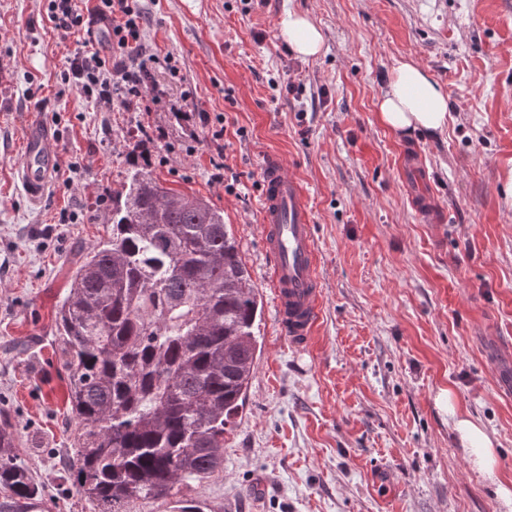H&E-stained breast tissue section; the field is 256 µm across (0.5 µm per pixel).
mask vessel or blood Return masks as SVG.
<instances>
[{
	"instance_id": "obj_1",
	"label": "vessel or blood",
	"mask_w": 512,
	"mask_h": 512,
	"mask_svg": "<svg viewBox=\"0 0 512 512\" xmlns=\"http://www.w3.org/2000/svg\"><path fill=\"white\" fill-rule=\"evenodd\" d=\"M56 136L41 121L29 123L18 175L31 204L46 197L56 172ZM261 224L270 258L277 324L296 346L309 345L321 296L312 220L297 178L283 162L269 158L262 169Z\"/></svg>"
}]
</instances>
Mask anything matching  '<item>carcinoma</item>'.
Here are the masks:
<instances>
[{"mask_svg": "<svg viewBox=\"0 0 512 512\" xmlns=\"http://www.w3.org/2000/svg\"><path fill=\"white\" fill-rule=\"evenodd\" d=\"M112 234L76 268L56 315L74 420L63 462L97 512H201L184 491L224 467L243 407L261 308L224 212L163 185L129 144ZM0 426V512L45 490Z\"/></svg>", "mask_w": 512, "mask_h": 512, "instance_id": "1", "label": "carcinoma"}]
</instances>
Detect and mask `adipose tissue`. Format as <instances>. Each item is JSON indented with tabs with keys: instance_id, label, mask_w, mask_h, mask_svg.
Listing matches in <instances>:
<instances>
[{
	"instance_id": "1",
	"label": "adipose tissue",
	"mask_w": 512,
	"mask_h": 512,
	"mask_svg": "<svg viewBox=\"0 0 512 512\" xmlns=\"http://www.w3.org/2000/svg\"><path fill=\"white\" fill-rule=\"evenodd\" d=\"M281 36L289 49L309 58L320 54L324 36L307 13L288 11L281 22ZM379 122L391 133L406 136L417 131L433 133L448 122V97L440 83L421 66L406 60L394 66L383 93L376 101ZM435 404L447 413L471 469L483 480L495 484L504 504L512 505V488L499 484L497 452L483 427L469 415L458 412L450 391L439 390Z\"/></svg>"
}]
</instances>
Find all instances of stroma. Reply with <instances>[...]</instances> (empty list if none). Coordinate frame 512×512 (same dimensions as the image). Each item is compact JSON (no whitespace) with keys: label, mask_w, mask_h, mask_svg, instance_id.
I'll use <instances>...</instances> for the list:
<instances>
[{"label":"stroma","mask_w":512,"mask_h":512,"mask_svg":"<svg viewBox=\"0 0 512 512\" xmlns=\"http://www.w3.org/2000/svg\"><path fill=\"white\" fill-rule=\"evenodd\" d=\"M163 104L133 112L63 80L75 39L47 0H0V417L50 491L44 512H88L67 491L68 382L56 311L78 262L111 233L130 139L166 186L223 209L261 305L224 468L188 495L203 512H512L468 467L446 414L492 436L512 486V0H142ZM290 10L321 28L320 56L280 37ZM448 96V125L399 138L375 103L397 61ZM293 84L290 94L280 86ZM225 117L211 144L199 115ZM56 134L64 180L40 206L17 177L31 119ZM443 214L409 200L403 152ZM223 151V182L209 159ZM279 156L311 212L322 300L311 346L280 335L260 235L263 162Z\"/></svg>","instance_id":"1"}]
</instances>
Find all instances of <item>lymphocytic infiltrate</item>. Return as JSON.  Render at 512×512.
Listing matches in <instances>:
<instances>
[{
  "label": "lymphocytic infiltrate",
  "mask_w": 512,
  "mask_h": 512,
  "mask_svg": "<svg viewBox=\"0 0 512 512\" xmlns=\"http://www.w3.org/2000/svg\"><path fill=\"white\" fill-rule=\"evenodd\" d=\"M47 17L65 36L91 33L100 22L110 25L108 55L78 48L67 60L65 78L81 96L107 103L115 99L137 111L165 99V90L151 82L158 59L142 48L145 14L138 0H95L87 9L77 0H49Z\"/></svg>",
  "instance_id": "1"
}]
</instances>
